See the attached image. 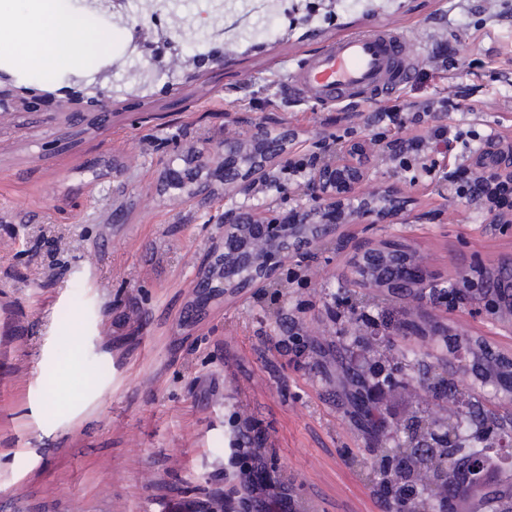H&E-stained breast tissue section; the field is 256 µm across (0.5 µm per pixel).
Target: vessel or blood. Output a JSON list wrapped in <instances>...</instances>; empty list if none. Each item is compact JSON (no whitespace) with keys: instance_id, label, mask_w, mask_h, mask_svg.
Masks as SVG:
<instances>
[{"instance_id":"1","label":"vessel or blood","mask_w":512,"mask_h":512,"mask_svg":"<svg viewBox=\"0 0 512 512\" xmlns=\"http://www.w3.org/2000/svg\"><path fill=\"white\" fill-rule=\"evenodd\" d=\"M417 64L402 32L379 29L308 55L293 71L292 82L317 102L337 105L372 93L403 89Z\"/></svg>"}]
</instances>
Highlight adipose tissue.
Wrapping results in <instances>:
<instances>
[{"instance_id":"1","label":"adipose tissue","mask_w":512,"mask_h":512,"mask_svg":"<svg viewBox=\"0 0 512 512\" xmlns=\"http://www.w3.org/2000/svg\"><path fill=\"white\" fill-rule=\"evenodd\" d=\"M31 8L7 30H0V47L27 69L53 72L81 62L84 48L78 34L84 20L75 14L60 12L56 0H30Z\"/></svg>"}]
</instances>
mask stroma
Instances as JSON below:
<instances>
[{
    "mask_svg": "<svg viewBox=\"0 0 512 512\" xmlns=\"http://www.w3.org/2000/svg\"><path fill=\"white\" fill-rule=\"evenodd\" d=\"M152 3L185 64L149 80L124 39L129 25L149 21ZM307 3L129 0L126 13L111 15L58 0L86 19L80 41L109 38L108 53L50 74L0 54V88L22 100L0 114V512H171L208 500L233 483L224 450L244 419L318 512H387L347 461L361 442L336 388L334 301L354 288L344 274L356 248L384 242L444 279L512 255V224L449 198L437 179L395 168L360 134L369 161L353 196L393 184L408 204L397 217L338 225L323 248L280 265L295 273L283 311L317 341L294 360L268 289L198 286L203 256L223 237L211 216L262 206L265 196L225 195L215 159L203 174L213 199L202 206L160 191L164 163L206 140L245 137L259 117L293 134L299 150L362 125L387 96L351 103L340 125L329 106L289 97L286 85L308 54L389 26L423 60L438 40L459 49L456 70L432 72L408 99L474 88L476 114L453 112L445 123L511 140L512 15L488 22L498 0H336L313 17ZM205 47L224 50L223 67L195 69L191 59ZM108 64L115 97L101 121L93 93L75 79ZM63 100L70 111H59ZM396 301L425 326L512 355V327L476 301L402 293ZM313 364L322 372L307 373Z\"/></svg>",
    "mask_w": 512,
    "mask_h": 512,
    "instance_id": "1",
    "label": "stroma"
}]
</instances>
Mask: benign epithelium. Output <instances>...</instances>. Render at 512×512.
<instances>
[{"label":"benign epithelium","mask_w":512,"mask_h":512,"mask_svg":"<svg viewBox=\"0 0 512 512\" xmlns=\"http://www.w3.org/2000/svg\"><path fill=\"white\" fill-rule=\"evenodd\" d=\"M131 48L141 54L158 75L181 64L179 42L166 30L156 31L147 42L131 43ZM88 89L95 93L101 112H108L113 95L112 68L105 67L94 75ZM492 151L496 154V169L503 175H511L512 147L494 146ZM213 156L223 158L224 193L250 195L260 189L267 194H276L277 183L273 180L261 182L259 175L267 173L269 167L288 165V132L284 131L275 138L266 122L258 118L245 138L231 143L208 142L184 160L182 169L175 168L171 161L167 162L168 188L185 190L189 199L207 202L210 191L208 185L201 181V175ZM364 178L363 169L356 170L354 164L340 158L327 169L313 171L302 189L303 203L299 207L302 223L294 224L271 238L262 233V229H270L277 224V219L269 213L261 214L247 207H238L212 216V223L224 225V261L228 268L243 270V278L231 276L225 289L241 294L271 279L277 264L292 253L290 240L294 238H303L309 250H317L323 240L336 234V225L321 223L320 215L339 205L342 196ZM388 254L389 247L379 245L364 250L357 262L369 260L380 264ZM442 285L443 282L420 269L414 276L402 272L389 279L379 278L369 287L398 291L412 289L418 292L419 301L426 302L441 290Z\"/></svg>","instance_id":"obj_1"}]
</instances>
